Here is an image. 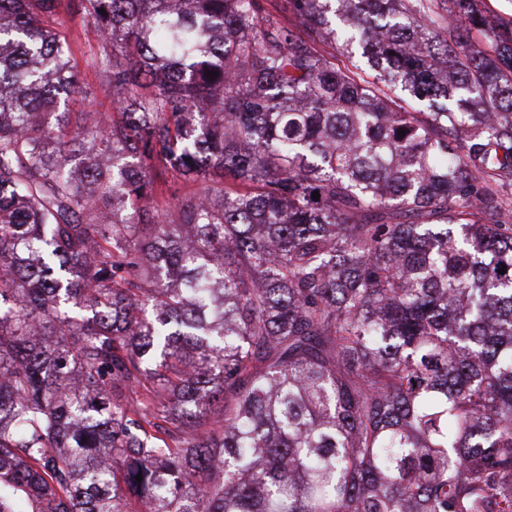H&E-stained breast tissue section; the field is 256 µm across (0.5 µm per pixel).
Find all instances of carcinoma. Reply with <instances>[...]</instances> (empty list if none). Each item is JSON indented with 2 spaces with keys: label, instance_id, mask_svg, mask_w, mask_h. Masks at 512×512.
<instances>
[{
  "label": "carcinoma",
  "instance_id": "obj_1",
  "mask_svg": "<svg viewBox=\"0 0 512 512\" xmlns=\"http://www.w3.org/2000/svg\"><path fill=\"white\" fill-rule=\"evenodd\" d=\"M276 11L0 0V512H512V26ZM66 26L71 33L74 62L81 74L86 89L90 92L87 98H77V104L72 112H109L112 110L110 96L101 77L90 62L83 56L88 47L96 49L99 45V36L93 26L83 22L79 16L67 18Z\"/></svg>",
  "mask_w": 512,
  "mask_h": 512
}]
</instances>
